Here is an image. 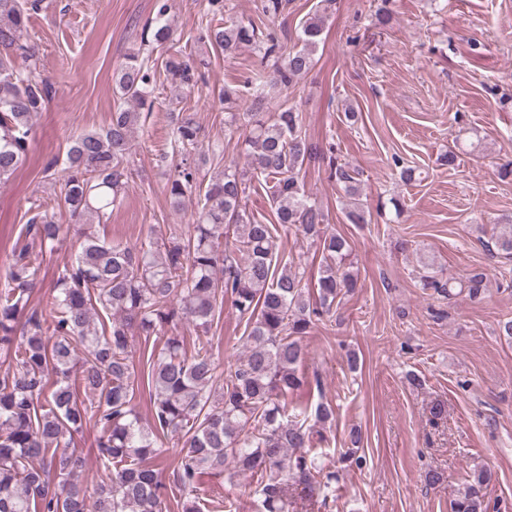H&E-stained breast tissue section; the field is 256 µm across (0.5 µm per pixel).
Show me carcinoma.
Listing matches in <instances>:
<instances>
[{"instance_id": "1", "label": "carcinoma", "mask_w": 512, "mask_h": 512, "mask_svg": "<svg viewBox=\"0 0 512 512\" xmlns=\"http://www.w3.org/2000/svg\"><path fill=\"white\" fill-rule=\"evenodd\" d=\"M40 0H0V183L7 182L26 156L33 120L48 104V91L35 68L37 49L22 40ZM301 23L302 47L294 49L253 21L224 27V0H206L204 37L224 56L252 46L261 63L248 82L252 102L243 112L224 113V130L244 135L245 164H224L209 179L200 166L220 163L224 151L206 148L200 127L186 112L172 117L173 152L182 166L169 182L171 202L196 200L192 230L138 247L108 243L94 229L130 187L132 139L144 110L152 109L158 71L150 59L132 51L114 74L117 104L107 127L76 137L67 152L60 206L75 228L55 214L36 212L25 235L39 244L13 249L0 284V512H165L169 496L156 467L167 455L165 441L181 442L175 486L185 494L181 512H200L193 492L217 474L231 483L241 474L257 478V512H290V491L303 487L321 503L334 496L336 473L323 471L309 457L316 432L307 426V409L288 410V396L311 384L300 371L306 358L303 339L316 322L334 315L336 299L354 292L358 273L348 263L351 245L325 230L326 215L307 194L300 173L320 154L302 134V116L282 103L266 111V87L286 89L315 65L314 52L335 0ZM287 0H260L259 12L274 20ZM175 31L160 8L152 31L159 46ZM166 80L178 90L190 86L192 67L183 54L162 61ZM347 200L352 224H369L356 171L330 164ZM269 184L274 223L246 214L247 182ZM293 228L321 248L316 291H306L304 273L283 259L278 231ZM77 237L74 259L58 269L49 317L32 309L31 299L44 256L69 230ZM489 251L512 261V221L492 227ZM420 284L439 297L482 298L489 281L474 269L459 281L429 274ZM246 318V352L220 369L210 340L202 339L220 317L224 300ZM110 323H105V320ZM186 324L201 333L193 351L173 334L146 356L151 419L135 408V360L131 340L149 341ZM317 422L335 420L336 406L320 401ZM91 424L99 429L97 448L102 478L94 498L79 478L84 457L72 448L74 435ZM492 472H473L450 501V512H489L485 489Z\"/></svg>"}]
</instances>
